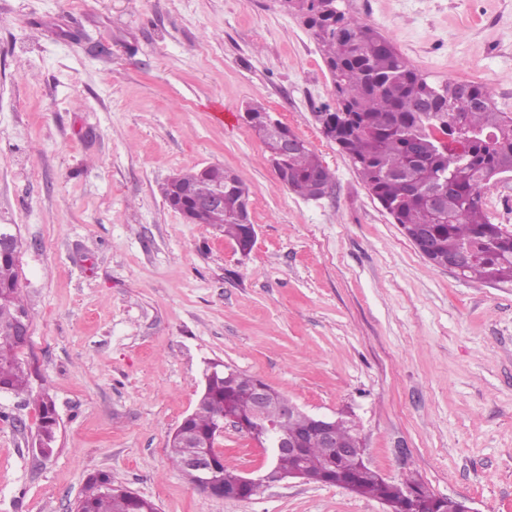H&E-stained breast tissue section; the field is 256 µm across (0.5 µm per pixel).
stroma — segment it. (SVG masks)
Masks as SVG:
<instances>
[{
  "label": "stroma",
  "instance_id": "obj_1",
  "mask_svg": "<svg viewBox=\"0 0 512 512\" xmlns=\"http://www.w3.org/2000/svg\"><path fill=\"white\" fill-rule=\"evenodd\" d=\"M428 80H475L512 113V0H343ZM323 57L278 0H0V224L22 242L33 313L31 397L0 391V512H73L109 475L159 512H386L336 486L282 483L207 496L167 442L206 362L305 411L347 412L371 467L413 474L476 512H512V284L432 265L320 133ZM264 107L335 175L284 187L247 105ZM211 164L249 188L241 255L162 195ZM58 420L32 446L34 395ZM225 464L262 452L225 426Z\"/></svg>",
  "mask_w": 512,
  "mask_h": 512
}]
</instances>
